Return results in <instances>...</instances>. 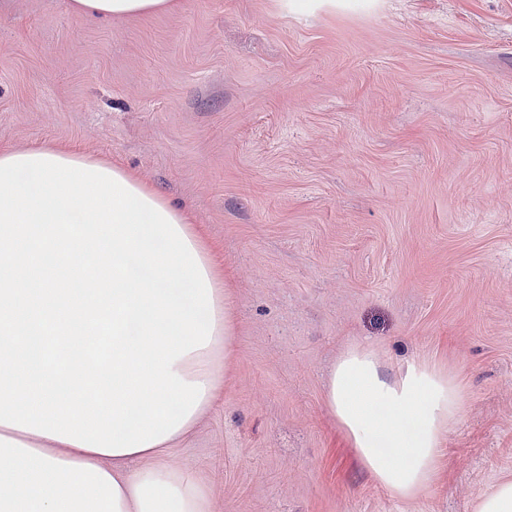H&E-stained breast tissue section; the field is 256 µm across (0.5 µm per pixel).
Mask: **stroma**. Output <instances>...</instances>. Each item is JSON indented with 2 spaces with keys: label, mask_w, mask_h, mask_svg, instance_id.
<instances>
[{
  "label": "stroma",
  "mask_w": 512,
  "mask_h": 512,
  "mask_svg": "<svg viewBox=\"0 0 512 512\" xmlns=\"http://www.w3.org/2000/svg\"><path fill=\"white\" fill-rule=\"evenodd\" d=\"M39 147L137 176L214 260L230 358L161 458L211 512H474L512 480V0H0V151ZM353 345L463 391L419 496L327 407ZM75 10L94 19L129 18L154 12H171L176 0H74Z\"/></svg>",
  "instance_id": "35a3bbf8"
}]
</instances>
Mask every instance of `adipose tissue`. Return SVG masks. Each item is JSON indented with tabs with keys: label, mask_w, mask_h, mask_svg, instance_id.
<instances>
[{
	"label": "adipose tissue",
	"mask_w": 512,
	"mask_h": 512,
	"mask_svg": "<svg viewBox=\"0 0 512 512\" xmlns=\"http://www.w3.org/2000/svg\"><path fill=\"white\" fill-rule=\"evenodd\" d=\"M94 19L173 11L176 0H74ZM215 328L208 347L181 357L175 372L205 385L182 428L150 448L105 455L0 425V512H210L202 486L156 457L191 433L217 397L214 361L228 349L233 316L213 287ZM327 405L372 477L410 498L434 480L439 450L457 421L463 393L454 378L411 364L393 374L368 348H348L327 377Z\"/></svg>",
	"instance_id": "adipose-tissue-1"
}]
</instances>
